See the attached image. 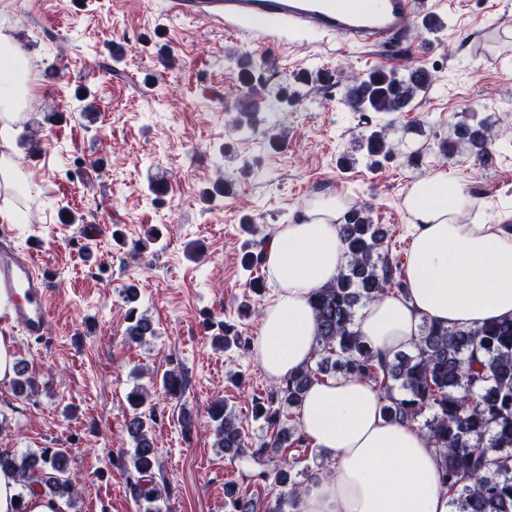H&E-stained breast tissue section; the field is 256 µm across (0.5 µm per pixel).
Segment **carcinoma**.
I'll return each instance as SVG.
<instances>
[{
	"label": "carcinoma",
	"mask_w": 512,
	"mask_h": 512,
	"mask_svg": "<svg viewBox=\"0 0 512 512\" xmlns=\"http://www.w3.org/2000/svg\"><path fill=\"white\" fill-rule=\"evenodd\" d=\"M431 84L432 75L424 68L417 75L376 70L354 82L347 91V102L356 110L401 112L410 109ZM359 148L372 165L394 153L381 130L362 135ZM463 150L480 166L490 156L484 121L474 109L438 145L444 156ZM242 228L250 239L241 263L251 273L264 264L257 240L262 231L247 219ZM339 234L346 262L333 282L311 296L317 320L314 365L284 378L266 396L251 400L254 418L267 428V435L257 443L246 440L237 416L224 402H215L209 411L214 447L232 458L250 456L274 463L252 475L255 483L279 489L265 512H284L286 505L294 508L305 491L304 482L296 476L309 479L312 470L298 468L303 460L295 456L283 458L282 449L306 443L299 428L290 424L292 411L301 406L309 387L325 376L360 378L380 393L386 420L419 425L437 448L439 480L448 489L451 512H512V320L470 329L425 322L414 349L398 352L387 362L361 337L357 313L370 302L406 291L402 262L389 252V229L372 223L366 208L357 203L343 215ZM248 288L250 295L241 305L244 314L252 310L264 285L254 276ZM137 301L136 289H127L126 336L131 342L155 335L149 319L134 306ZM209 329L213 330L212 341L220 347L249 349V341L241 339L235 325L219 320ZM15 373V392L28 395L32 379L25 361L16 362ZM162 387L169 396L181 395L187 387L185 373L175 368L166 371ZM148 397L140 387L127 394L131 410L127 431L134 445L129 461H121V466L128 472L135 501L145 504L144 512H161L159 502L166 489L156 481L158 451L150 436L157 405L147 403ZM68 463V453L61 448L0 452V468L16 474L22 500L27 492L38 489L54 503L72 501L78 491L67 476ZM225 506L228 512L257 510L254 502L234 491L226 493Z\"/></svg>",
	"instance_id": "carcinoma-1"
}]
</instances>
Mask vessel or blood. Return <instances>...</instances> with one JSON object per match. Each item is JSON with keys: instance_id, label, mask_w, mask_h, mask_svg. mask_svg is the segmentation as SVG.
Here are the masks:
<instances>
[{"instance_id": "vessel-or-blood-1", "label": "vessel or blood", "mask_w": 512, "mask_h": 512, "mask_svg": "<svg viewBox=\"0 0 512 512\" xmlns=\"http://www.w3.org/2000/svg\"><path fill=\"white\" fill-rule=\"evenodd\" d=\"M176 16L202 18L230 34L249 32L259 47L287 46L292 32L321 36L343 49L386 48L413 19L428 27L440 22L436 0H376L373 6H340L336 0H166ZM51 281L32 254L0 245V295L12 305L11 322L26 336L43 339L49 325Z\"/></svg>"}]
</instances>
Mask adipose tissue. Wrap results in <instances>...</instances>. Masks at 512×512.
I'll return each mask as SVG.
<instances>
[{
  "instance_id": "ef3b65f1",
  "label": "adipose tissue",
  "mask_w": 512,
  "mask_h": 512,
  "mask_svg": "<svg viewBox=\"0 0 512 512\" xmlns=\"http://www.w3.org/2000/svg\"><path fill=\"white\" fill-rule=\"evenodd\" d=\"M22 52L0 34V136L19 122L13 73ZM416 227L404 260L408 291L367 304L358 329L381 357L415 346L423 322L475 328L512 318V234L495 224H463L462 181L437 171L410 184L403 200ZM341 202L315 197L264 244L276 285L264 305L253 353L274 381L313 361L317 321L311 293L345 263L337 226ZM372 384L352 377L314 383L299 409L301 432L319 448L330 476L308 484L299 512H450L439 482L440 456L414 424L386 422Z\"/></svg>"
}]
</instances>
